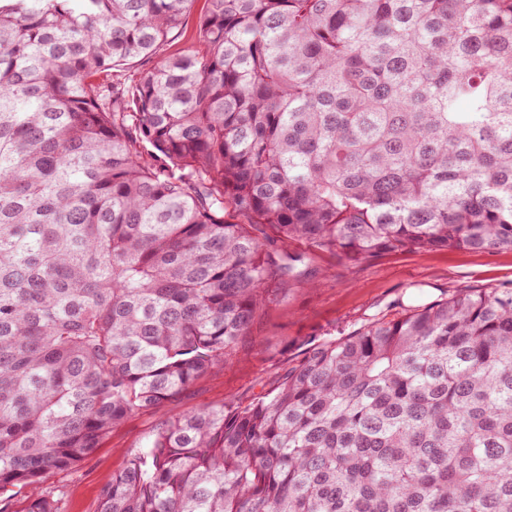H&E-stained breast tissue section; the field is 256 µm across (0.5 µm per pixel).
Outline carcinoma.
Masks as SVG:
<instances>
[{"mask_svg": "<svg viewBox=\"0 0 512 512\" xmlns=\"http://www.w3.org/2000/svg\"><path fill=\"white\" fill-rule=\"evenodd\" d=\"M196 2L0 0V512H61L315 253L512 249V0H205L112 83ZM97 512H512V288L307 342ZM204 0H199L196 10L188 16L183 25L181 35L177 39H172L165 43L159 50V57H164L179 53L191 41L195 33L196 21Z\"/></svg>", "mask_w": 512, "mask_h": 512, "instance_id": "carcinoma-1", "label": "carcinoma"}]
</instances>
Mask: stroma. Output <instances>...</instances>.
<instances>
[{
	"label": "stroma",
	"mask_w": 512,
	"mask_h": 512,
	"mask_svg": "<svg viewBox=\"0 0 512 512\" xmlns=\"http://www.w3.org/2000/svg\"><path fill=\"white\" fill-rule=\"evenodd\" d=\"M311 268L313 286L294 285L287 302L269 305L230 364L213 367L181 398L132 415L76 471L53 477L49 487L62 512H96L102 487L162 421L259 391L282 351L296 352L326 333L346 335L399 301L419 304L462 289L512 287L511 249L407 250L367 262L318 253Z\"/></svg>",
	"instance_id": "1"
}]
</instances>
